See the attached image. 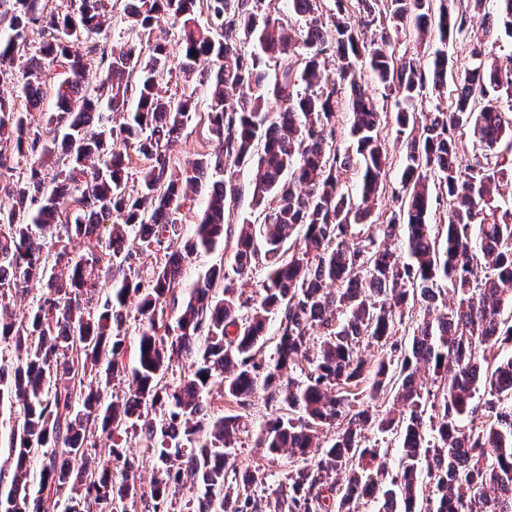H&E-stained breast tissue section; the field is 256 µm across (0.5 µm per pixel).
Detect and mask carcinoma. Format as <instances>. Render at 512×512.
<instances>
[{"mask_svg":"<svg viewBox=\"0 0 512 512\" xmlns=\"http://www.w3.org/2000/svg\"><path fill=\"white\" fill-rule=\"evenodd\" d=\"M127 40L89 43L112 19V0H0V73L17 72L25 111L0 97V177L29 160L26 183L0 204V404L10 431L13 476L0 512H169V497L198 483L188 512H512V205L496 199L512 179V70L486 62L453 80L444 111L417 113L427 85H448V56L418 58L385 50L411 30L441 43L468 32L467 5L440 0H288V14L265 0H122ZM512 31V0H495ZM207 24L197 20L198 4ZM305 20L301 28L291 17ZM179 24L181 56L169 64L155 30ZM380 31L366 49L364 30ZM41 37L38 46L29 33ZM336 59L337 79L321 68ZM368 67L394 98L404 144L403 195L374 213L388 156L387 112L357 79ZM63 69L54 84L45 65ZM178 72L191 90L176 93ZM346 87L353 151L336 142V94ZM206 89L207 121L218 153L182 170L172 155ZM54 100L47 129L27 112ZM144 162L129 184L133 159ZM247 166L260 224L239 227L232 279L212 268L191 285L182 268L224 239L226 206L240 194L228 176L211 183L192 237L180 239L179 210L212 171ZM358 176V193L342 175ZM448 200V224L429 222L430 189ZM112 219L107 238L96 233ZM303 245L290 248L293 236ZM164 251L144 269L127 248ZM404 237L405 255L386 242ZM86 240L72 258V238ZM264 272L261 297L237 285ZM110 288L98 287L101 281ZM46 291L28 314L8 313L13 292ZM448 284L456 301L442 298ZM139 298L142 330L134 365L124 364L127 304ZM420 305L410 348L399 347L406 312ZM278 340L260 358L270 322ZM382 353L370 369L361 349ZM189 374L174 376L177 360ZM433 371L437 388L419 382ZM304 373L298 379L294 373ZM123 394H110L115 379ZM274 415L256 445L288 456L274 500L250 491L267 476L239 470L235 445L253 398ZM386 392L380 415L363 401ZM336 431L321 440L327 428ZM390 435L400 457L392 473L365 432ZM133 432L157 462L145 486L123 438ZM112 439L109 459L88 456L91 438Z\"/></svg>","mask_w":512,"mask_h":512,"instance_id":"obj_1","label":"carcinoma"}]
</instances>
